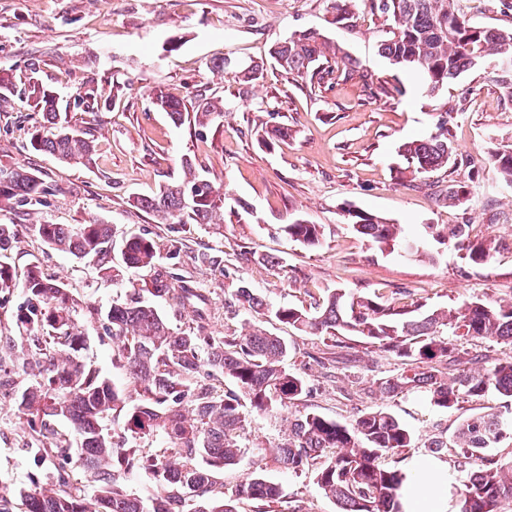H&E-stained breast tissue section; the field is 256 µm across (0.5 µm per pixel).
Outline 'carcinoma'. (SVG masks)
Instances as JSON below:
<instances>
[{"label":"carcinoma","instance_id":"obj_1","mask_svg":"<svg viewBox=\"0 0 512 512\" xmlns=\"http://www.w3.org/2000/svg\"><path fill=\"white\" fill-rule=\"evenodd\" d=\"M330 2L335 23L351 18L356 0ZM369 7L389 22L379 54L396 70L418 71L427 92H438L470 68L488 62L496 63L494 73L504 88L512 90V30L474 25L461 0H369ZM326 52L319 33L303 30L272 47L270 56L275 65L303 81L330 80L340 71L353 74L351 57L343 55L332 62ZM26 90L44 114V124L31 134L30 147L69 165L90 166L93 140L89 132L72 127L62 116L58 92L32 74ZM151 100L157 111L178 125L188 118L205 127L224 112V103L200 94L194 95L190 107L160 88L151 92ZM291 134L288 126L277 125L258 136L270 147ZM450 148L446 128L436 136L404 143L399 148L404 171L423 175L443 168L450 161ZM488 155L501 180L512 184V146L497 147ZM182 169L183 177L152 197L134 199V204L166 222L217 223L224 214L223 190L200 178L191 159L183 160ZM51 192V185L24 168H0V201L17 198L39 204ZM346 223L381 248L395 250L405 244L400 225L376 214L349 208ZM426 229L436 240H455L475 263L488 260L499 248L491 238L471 241L467 224ZM29 231L51 248L80 260L91 259L100 270L118 276L107 260L111 225L95 219L86 224H36ZM282 231L310 247L318 245L323 235L321 225L295 221ZM121 256L126 268L151 272L143 291L190 312L196 326L176 332L153 305L138 300L108 310L104 318L113 356L131 380V387L120 390L84 360L85 338L78 321L90 306L39 266L29 269L16 320L32 334L31 358L23 363L40 361L42 369L18 395L19 419L26 422L41 457L76 456L79 472L94 484L97 494L86 497L79 482L62 470L54 483L19 493L25 512H238L236 502L241 499L279 501V485L260 473L248 476L230 496L218 474L237 464L244 453L240 442L248 422L244 404L253 412L273 414L306 393L304 379L286 367L290 346L258 327L239 336L207 333L203 289L179 273L175 256L162 261L151 239L126 240ZM234 296L242 307L269 313L302 333L357 336L397 361L451 364L464 341H500L512 347V301L479 299L453 315L436 309L412 316L376 295L342 288L328 291L309 310L270 309L245 285L237 287ZM474 364V369L448 380L424 369L387 377L378 383L379 392L393 397L416 390L443 409L453 408L464 395L481 396L490 390L512 398V351L490 363L477 358ZM205 367L210 376L229 379L234 389L201 382ZM58 420L71 424L69 436L55 433L52 423ZM511 428V416L489 410L462 421L451 440L428 444L436 454L445 448L460 449L462 476L449 484L456 512H504L502 502L512 501V476H503L505 470L512 473V465L506 468L490 454ZM157 435L167 444L162 452L141 447ZM415 442L414 432L385 406L362 411L349 424L306 410L288 418V436L275 449L273 462L294 473L315 470L317 485L336 501L340 512H403L408 475L382 458L412 448ZM131 470L144 472L160 488L151 506L120 485L121 474Z\"/></svg>","mask_w":512,"mask_h":512}]
</instances>
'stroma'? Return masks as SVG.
<instances>
[{
    "label": "stroma",
    "instance_id": "1",
    "mask_svg": "<svg viewBox=\"0 0 512 512\" xmlns=\"http://www.w3.org/2000/svg\"><path fill=\"white\" fill-rule=\"evenodd\" d=\"M330 0H0V68L18 78L37 70L44 84L67 103L71 124L90 128L97 155L93 165H68L32 150L30 136L43 113L21 93L0 106V166L23 167L51 182L47 202L0 209L5 224H84L99 219L112 226V260L131 237L151 238L161 256L176 254L187 280L206 289L209 332L240 334L256 324L288 341L287 365L302 375L307 393L290 413L317 410L342 423L361 411L386 406L416 435L404 461L425 458L434 437H451L466 418L489 409L512 410L496 392L466 398L451 410L409 391L382 397L381 377L407 372L402 362L353 337L341 345L302 334L288 324L239 306L234 298L245 283L272 307H309L330 288L375 294L396 306L450 310L481 300H512V187L501 182L486 153L512 145V94L491 70L475 66L435 94L414 70L393 73L378 53L385 25L357 0L345 25L332 21ZM318 30L357 62L348 81L314 85L269 66L270 48L297 30ZM226 75L214 74L215 59ZM265 65L263 79L235 78L240 64ZM397 78L399 90H382ZM177 97L218 96L224 116L206 127L174 126L155 111L151 91ZM93 90L102 105L86 113L77 91ZM288 125L292 135L267 148L257 132ZM447 128L454 150L448 166L421 178H404L403 142ZM191 158L202 175L223 185L235 215L223 223L160 224L135 206L182 173ZM466 186L456 206L438 191ZM359 208L402 225L408 241L428 256L418 260L383 251L346 223L344 211ZM303 219L323 227L318 246L285 237L283 225ZM466 224L472 238L492 237L501 246L482 263L466 258L454 242L427 236L426 225ZM216 248L224 267L195 262L197 252ZM19 284L31 266L59 278L76 298L101 310L129 303L148 281L145 271L126 269L118 279L101 275L96 264L51 249L26 232L0 253ZM23 294L17 287L0 302V340L10 350L0 357V489L12 491L13 512H23L17 491L55 473L54 459L29 453L30 439L19 422L15 396L30 378L20 358L30 339L15 321ZM86 355L117 388L129 387L116 364L101 321L84 320ZM288 434L283 416L249 414L241 435L244 454L226 468L225 491L251 473L280 485L281 503L263 506L243 500L239 512H339L319 489L314 471L278 468L271 453Z\"/></svg>",
    "mask_w": 512,
    "mask_h": 512
}]
</instances>
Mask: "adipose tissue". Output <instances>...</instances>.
I'll return each mask as SVG.
<instances>
[{
    "label": "adipose tissue",
    "mask_w": 512,
    "mask_h": 512,
    "mask_svg": "<svg viewBox=\"0 0 512 512\" xmlns=\"http://www.w3.org/2000/svg\"><path fill=\"white\" fill-rule=\"evenodd\" d=\"M409 472L411 479L402 497L405 512H451L448 473L442 463L419 458L412 462Z\"/></svg>",
    "instance_id": "ef3b65f1"
}]
</instances>
